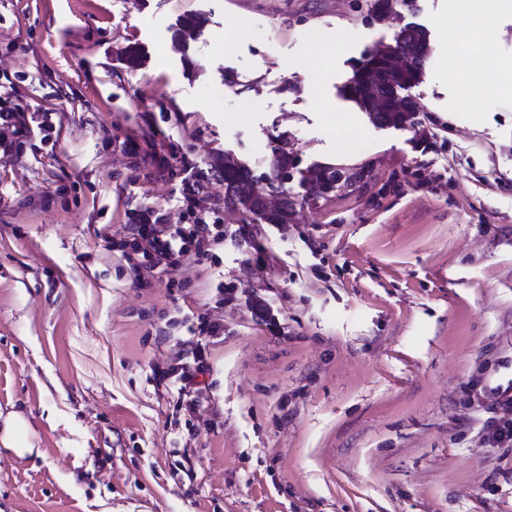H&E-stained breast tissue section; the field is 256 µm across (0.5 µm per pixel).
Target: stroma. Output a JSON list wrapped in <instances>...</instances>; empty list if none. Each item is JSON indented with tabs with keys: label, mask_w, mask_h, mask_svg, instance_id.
<instances>
[{
	"label": "stroma",
	"mask_w": 512,
	"mask_h": 512,
	"mask_svg": "<svg viewBox=\"0 0 512 512\" xmlns=\"http://www.w3.org/2000/svg\"><path fill=\"white\" fill-rule=\"evenodd\" d=\"M373 2L0 0V72L31 105L61 94L49 148L0 159V414L26 424L0 512H512L476 401L512 381V13L480 49L418 0L415 122L379 126L343 93L396 35ZM279 142L350 181L293 178L287 224L224 208L247 238L136 287L109 241L133 209L182 223V157L263 181ZM192 315L224 334L189 413L155 377Z\"/></svg>",
	"instance_id": "obj_1"
}]
</instances>
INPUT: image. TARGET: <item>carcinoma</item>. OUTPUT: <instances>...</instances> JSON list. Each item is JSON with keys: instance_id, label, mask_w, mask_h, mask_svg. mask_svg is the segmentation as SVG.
<instances>
[{"instance_id": "obj_1", "label": "carcinoma", "mask_w": 512, "mask_h": 512, "mask_svg": "<svg viewBox=\"0 0 512 512\" xmlns=\"http://www.w3.org/2000/svg\"><path fill=\"white\" fill-rule=\"evenodd\" d=\"M402 52L418 62L416 66L399 67L394 64L392 48L386 46L366 55L362 67L371 68L375 76L376 91L365 92L359 77H354L348 86V93L371 122L382 126H403L412 122L414 109L397 98L396 91L405 89L422 75V65L428 52L426 33L414 26L402 28L395 40ZM215 168L224 172V202L231 203L242 211V220L248 215H260L271 224H286L292 216L291 203L269 212L266 209L265 195L257 187L251 170L229 155L216 160ZM340 169L333 166H315L308 170V180L335 182Z\"/></svg>"}]
</instances>
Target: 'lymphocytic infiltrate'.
<instances>
[{
  "label": "lymphocytic infiltrate",
  "mask_w": 512,
  "mask_h": 512,
  "mask_svg": "<svg viewBox=\"0 0 512 512\" xmlns=\"http://www.w3.org/2000/svg\"><path fill=\"white\" fill-rule=\"evenodd\" d=\"M52 109H32L18 89L0 95V158L20 155L35 136H49L55 130ZM182 181V195L188 208L186 221L169 223L166 212L159 208H145L133 212L131 223L123 225L122 234L127 248L121 258L137 282L163 276L174 279L181 260L187 253L208 260L214 247L223 245L226 232L222 224L221 206L211 203L198 208L197 203L208 196L209 186L219 174L210 169L186 166ZM185 353L187 362L173 366L169 373L158 376V384L175 395L177 405L195 411L200 391L198 378L208 370L204 351L211 340L224 334L222 322L206 317L197 318L187 327ZM483 423L485 441L493 448L512 447V384L497 387L493 401L485 408Z\"/></svg>",
  "instance_id": "1"
}]
</instances>
